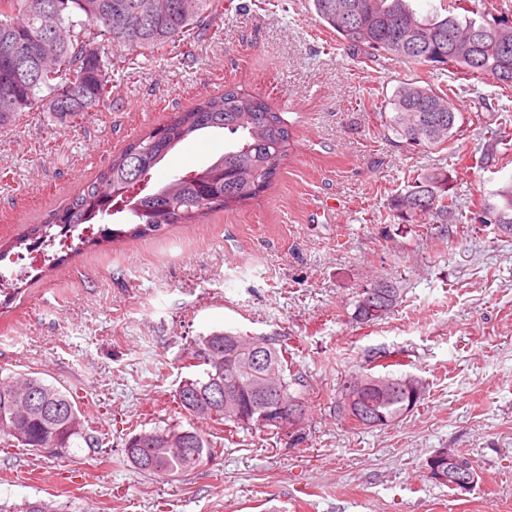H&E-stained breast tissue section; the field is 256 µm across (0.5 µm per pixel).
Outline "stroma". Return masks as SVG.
Instances as JSON below:
<instances>
[{
	"mask_svg": "<svg viewBox=\"0 0 512 512\" xmlns=\"http://www.w3.org/2000/svg\"><path fill=\"white\" fill-rule=\"evenodd\" d=\"M416 65L337 42L311 0H232L182 56L137 57L112 103L62 128L31 112L0 128V238L61 212L112 154L172 113L230 86L264 98L292 138L255 200L142 239L67 256L51 276L0 294V367L39 372L75 396L101 448L53 460L0 451V502H71L76 512H512V237L491 224H397L392 195L445 167L461 201L491 198L512 155L486 127L506 123L491 80H438L463 116L432 151L407 146L381 114ZM225 134L179 144L157 184L221 156ZM399 304L357 323L352 300L378 277ZM214 331L287 343L307 381L294 430L238 431L180 411L170 394L193 340ZM396 353L426 388L398 425L355 429L336 415L340 381ZM178 422L221 447L206 465L150 475L122 455L130 424ZM479 476L459 495L434 484L436 450Z\"/></svg>",
	"mask_w": 512,
	"mask_h": 512,
	"instance_id": "35a3bbf8",
	"label": "stroma"
}]
</instances>
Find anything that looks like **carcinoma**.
Instances as JSON below:
<instances>
[{
    "mask_svg": "<svg viewBox=\"0 0 512 512\" xmlns=\"http://www.w3.org/2000/svg\"><path fill=\"white\" fill-rule=\"evenodd\" d=\"M451 0L448 14L421 18L408 0H312L320 21L336 40L362 48L373 56L392 55L425 67L437 77L448 68L492 80L512 92V27L475 42L472 32L487 24L468 17L463 2ZM49 13L56 32L40 41L30 38ZM224 11V0H0V127L10 126L28 112H42L65 127L112 103L115 71L122 58L114 50L140 54L174 52L191 31L208 17ZM387 124L411 147L437 149L457 133L461 113L446 94L427 79L406 80L389 102ZM224 130L234 136L224 154L209 165L150 186L152 172L181 142L203 130ZM291 131L264 100L235 88L206 97L177 111L169 120L130 142L109 159L94 181L71 199L57 221L32 224L22 236L0 242V263L15 249L40 251L56 239L71 241L78 252L100 240L87 234L96 218L127 212L128 229H102L110 240L155 235L171 224H192L216 211L253 200L269 186L287 154ZM498 201H480L465 217L452 191L449 173L431 170L415 179L411 189L391 199L393 217L415 224L427 214L441 219L460 216L476 221L482 210H497L512 224V182L497 193ZM379 288L371 306L354 300V316L362 323L383 319L400 298L390 279L369 284ZM359 366L338 389L337 410L344 414L343 395L355 398L357 415L384 420L391 426L417 407L422 383L391 367L397 362ZM189 375L173 394L174 403L190 416L232 428L262 431L274 425L262 421L266 384L275 400L298 411L304 380L293 370L288 347L267 337L215 331L200 336L183 361ZM96 445L92 425L82 416L74 397L37 372L0 371V447L49 449L64 459L74 440ZM218 453L217 442L194 428L168 423L141 430L127 438L124 454L138 470L171 474L207 464ZM22 512H68L65 505L38 499L24 503Z\"/></svg>",
    "mask_w": 512,
    "mask_h": 512,
    "instance_id": "carcinoma-1",
    "label": "carcinoma"
}]
</instances>
